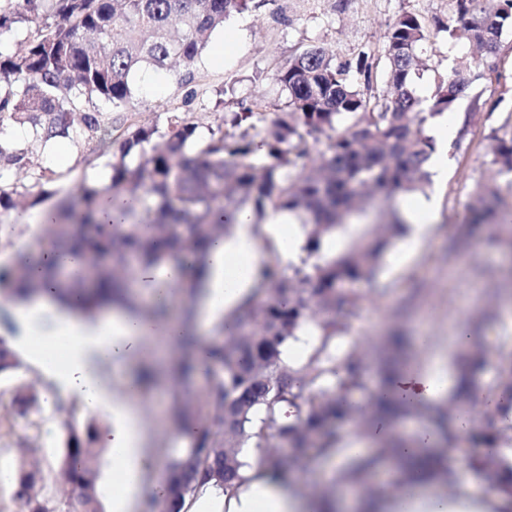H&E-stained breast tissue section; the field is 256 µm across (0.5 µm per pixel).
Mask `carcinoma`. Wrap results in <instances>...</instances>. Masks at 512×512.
Returning <instances> with one entry per match:
<instances>
[{
  "label": "carcinoma",
  "instance_id": "carcinoma-1",
  "mask_svg": "<svg viewBox=\"0 0 512 512\" xmlns=\"http://www.w3.org/2000/svg\"><path fill=\"white\" fill-rule=\"evenodd\" d=\"M258 7V0H0V133L24 127L22 141L0 139V209L23 202L35 208L52 201L54 220L38 224L28 247L0 267V292L19 299L36 296L45 282L30 275L45 252L75 253L79 266L51 272L57 302L79 307L93 319L108 306L140 310L129 279L144 267L172 263L183 280L171 292L181 295L178 340L179 380L170 395L173 422L181 429L196 423L198 436L167 466L168 484L150 512H181L201 485L234 494L249 482L251 466L241 448L263 449L277 439L288 454L278 458L285 477L313 473L342 447L341 423L371 429L383 419L418 414L386 390L365 403L353 395L366 390V357L344 338L362 318L363 297L348 284L374 280L384 256L407 231L402 196L424 192L431 174L428 160L436 143L426 126L468 95L492 68L504 31L512 29V0H455L450 39H466L480 55L435 79L428 111L415 95L428 66L418 54L430 40L426 23L413 13L397 17L385 34V79L389 96L372 95L368 57L358 59L362 79L335 65L322 48L311 47L278 68L273 79L288 90L287 109L259 112L245 107L224 117L200 150L198 123L188 112H168L163 127L133 121L123 130L119 159L107 160L110 182L99 186L83 178L63 186L65 174L31 166L33 155L50 141L104 145L116 130L112 114L133 97L131 77L173 61L185 66L183 85L195 81L194 66L212 32L231 13ZM34 24L23 47L1 50L16 26ZM508 131L493 134L492 164L512 193V116ZM324 143L319 157L312 148ZM263 164L256 165V160ZM29 171L25 182L5 172ZM122 196L129 205L121 224L99 219L104 195ZM240 210L254 222L286 210L307 229L304 256L288 267L271 255L258 292L219 324L213 336L194 334V303L201 291L208 242L228 233L223 217ZM512 217V204L498 182H479L465 223L448 241V255L463 252L477 224ZM346 239L335 253L322 250L333 235ZM314 326L321 342L299 368L282 358V346ZM204 357L196 358L198 348ZM494 365L495 378L480 376ZM21 366L19 356L0 340V373ZM22 410L36 408L40 393L22 389L13 399ZM296 407L294 425L280 421L278 407ZM467 418L473 451L459 457L425 450L421 458L399 449L413 445L398 438L346 462L334 476L350 490L377 495L438 478L448 495L460 491L467 470L499 501L497 512H512V352H493L473 340L458 357L456 393L434 414L438 438L452 448L461 441L458 421ZM70 435L54 462L73 512H100L96 419L85 436L65 423ZM39 464L22 457L16 469V495L27 512H55L54 499L33 492Z\"/></svg>",
  "mask_w": 512,
  "mask_h": 512
}]
</instances>
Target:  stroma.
Wrapping results in <instances>:
<instances>
[{
	"label": "stroma",
	"mask_w": 512,
	"mask_h": 512,
	"mask_svg": "<svg viewBox=\"0 0 512 512\" xmlns=\"http://www.w3.org/2000/svg\"><path fill=\"white\" fill-rule=\"evenodd\" d=\"M414 13L425 20L431 38L425 45L430 74L446 73L454 59L468 55L465 42L449 39L442 28L453 14L452 0H266L265 5L245 13V32L238 47L217 55L223 29L210 36L198 62V79L182 86L180 69L155 72L154 89L135 84L127 114L155 121L176 109L193 113L201 128L220 124L225 113L238 112L260 100L268 106L282 105L286 94L274 83L272 74L293 53L316 46L326 50L335 64L356 63L369 54L377 73H384V35L396 17ZM497 69L477 82L480 106L470 110L461 100L459 111H472L467 135L458 147L448 151V171L442 180L432 181L426 193L439 202L437 218L422 238L406 236L385 257L377 282L356 283L365 298L366 312L353 324L349 338H366L371 351L395 326L413 337L410 347L412 370L424 372L436 361L454 367L457 353L451 339L459 327L482 337L486 346L512 349V316L485 319L484 313L497 299L499 270L507 255L482 244L468 252L449 257L448 241L466 214L476 183L495 176L491 163L490 136L512 114V31L507 32L496 53ZM68 162L60 163L49 154L36 156L35 164L87 176L98 185L109 182V170L96 150L84 144L70 147ZM425 343H416V336ZM41 376L30 365L0 374V463L14 474L17 450L25 445L45 461L56 458L65 446L67 429L59 415L21 414L13 399L18 389ZM169 382L157 379L142 396L143 446L151 467L164 471L175 449L171 443L178 431L170 420ZM361 431L347 429L343 454L322 471L297 479L296 486L306 500L328 486L344 458L360 454Z\"/></svg>",
	"instance_id": "stroma-1"
}]
</instances>
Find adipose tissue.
I'll return each mask as SVG.
<instances>
[{
	"label": "adipose tissue",
	"mask_w": 512,
	"mask_h": 512,
	"mask_svg": "<svg viewBox=\"0 0 512 512\" xmlns=\"http://www.w3.org/2000/svg\"><path fill=\"white\" fill-rule=\"evenodd\" d=\"M231 221L234 234L214 240L207 250L204 294L198 308L199 322L205 328L226 318L257 286L267 261L265 244L274 245L286 265L296 260L304 243L299 225L285 211L259 227L244 212L233 215ZM10 309L15 335L8 338V345L29 353L43 378L62 397L76 399L87 411L111 414L112 512H134L142 497L140 481L146 469L140 388L128 384L121 395H111L100 365L106 360L126 361L149 339H160L162 348H169L182 335L181 324L174 318L156 322L131 316L120 309L88 322L57 308L49 285L35 299L11 303ZM450 384L443 368L427 373L405 371L392 393L410 403H434L444 397ZM251 464L256 479L234 495L218 496L206 489L183 512H303V500L264 473L260 454L252 455ZM389 512H484V505L477 498L451 501L433 488L422 487L391 502Z\"/></svg>",
	"instance_id": "1"
}]
</instances>
